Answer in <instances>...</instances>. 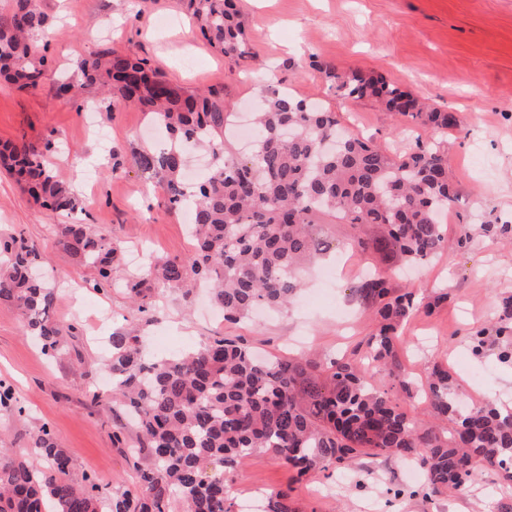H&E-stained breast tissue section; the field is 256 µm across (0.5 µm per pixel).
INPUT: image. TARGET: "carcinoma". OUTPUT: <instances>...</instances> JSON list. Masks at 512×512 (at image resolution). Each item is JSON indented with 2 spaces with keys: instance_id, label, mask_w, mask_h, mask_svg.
<instances>
[{
  "instance_id": "cac0c4a2",
  "label": "carcinoma",
  "mask_w": 512,
  "mask_h": 512,
  "mask_svg": "<svg viewBox=\"0 0 512 512\" xmlns=\"http://www.w3.org/2000/svg\"><path fill=\"white\" fill-rule=\"evenodd\" d=\"M184 3L202 35L224 56L255 59L233 0ZM34 35L49 37L46 17L34 0H12L10 12L0 13L1 82L21 90L41 84L46 58L31 41ZM78 73L86 85L108 87L107 110L134 103L166 129L170 145L139 155L138 164L162 183L171 205L193 211L187 258L154 260L122 280L142 313L154 308V291L178 290L188 297L201 281L228 322L260 307L289 304L302 288L299 266L331 251L315 224L324 215L354 226H380L377 249L410 264L424 265L443 249L439 215L455 194L447 156L431 143L420 142L395 158L355 134L338 142L336 113L272 89L256 112L254 153L236 159L224 141L229 118L224 90L188 93L145 59L112 49L80 60ZM326 76L347 96L372 98L416 125L458 126L455 113L430 108L381 77L331 69ZM192 146L210 151L215 164L189 188L183 171ZM0 168L22 178L49 215L76 210L73 194L35 149L0 144ZM482 233L509 235L512 223L496 218ZM58 244L95 271L93 288L112 286L122 255L112 239L87 224H62ZM41 259L37 246L24 238L0 236V304L17 308L44 352L54 357L67 337L50 315L53 289L37 273ZM357 292L376 324L365 362L348 358L324 365L307 356L260 360L246 342L227 336L149 358L141 336L112 337L107 364L112 403L139 428L138 447L129 449L139 492L109 497L95 476H71L70 458L44 426L32 445L48 461L46 470L0 456V512H171L175 502L184 512H232L227 476L260 452L274 455L300 477L314 470L342 472L362 456L413 460L422 470L425 498L462 491L489 467L512 480V410L490 401L458 408L448 370L436 366L428 379V408L454 423L441 434L368 381L369 368L376 366L406 386L395 354L398 329L420 308L447 301L448 294L419 301L409 288H392L381 273L363 281ZM261 512L299 510L288 493L276 492L263 500Z\"/></svg>"
}]
</instances>
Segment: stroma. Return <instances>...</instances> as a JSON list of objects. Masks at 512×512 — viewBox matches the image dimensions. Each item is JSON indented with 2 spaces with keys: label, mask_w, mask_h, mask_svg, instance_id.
Masks as SVG:
<instances>
[{
  "label": "stroma",
  "mask_w": 512,
  "mask_h": 512,
  "mask_svg": "<svg viewBox=\"0 0 512 512\" xmlns=\"http://www.w3.org/2000/svg\"><path fill=\"white\" fill-rule=\"evenodd\" d=\"M57 36L40 52L49 77L37 89L0 83V143L25 141L42 150L48 167L71 187L81 210L47 216L8 174L0 172V234L21 233L43 256L54 289L53 319L73 327L62 356L46 357L20 312L0 305V433L10 453L43 470L32 440L48 427L71 460V473L98 477L106 493L136 490L137 474L112 432L136 442L137 428L112 409L106 364L112 338L137 327L149 356L197 346L215 335L239 336L255 350L284 358L352 355L366 348L375 324L352 290L367 272L393 274L396 288L417 296L445 292L448 302L419 312L400 330L402 371L424 381L433 364L448 367L458 394L482 403L512 396V362L502 360L503 302L512 297V244L482 237L480 224L512 216V0H237L256 60L244 67L199 32L182 0H37ZM104 47L146 59L188 90H223L232 113L248 112L264 82L335 112L341 126L373 138L394 156L416 140L435 142L448 157L456 200L443 226L445 246L423 268L396 274V259L376 250L380 229L354 228L326 217L319 231L335 258L316 257L304 271L306 288L288 308L263 318L225 322L205 298H156L141 314L122 289L96 290L93 271L57 244L55 227L79 222L123 250L122 275L152 258H185L192 251L184 211L169 208L155 178L135 161L159 150L150 117L132 106L106 111L100 86L79 83L77 63ZM378 75L432 106L456 113L452 132L415 127L373 101L344 96L325 69ZM72 83L63 95L58 87ZM470 243H463V236ZM367 243L359 251L353 240ZM486 336L474 355L469 336ZM411 468L384 457L355 461L350 471H316L296 479L274 456L244 460L229 486L235 503L256 491L289 490L304 512H507L512 484L487 472L466 494L427 499Z\"/></svg>",
  "instance_id": "1"
}]
</instances>
